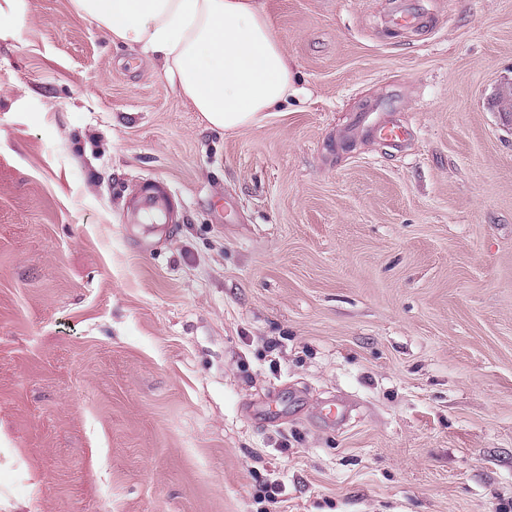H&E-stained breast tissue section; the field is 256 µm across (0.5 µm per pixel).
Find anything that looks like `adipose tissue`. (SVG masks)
I'll return each instance as SVG.
<instances>
[{"mask_svg":"<svg viewBox=\"0 0 512 512\" xmlns=\"http://www.w3.org/2000/svg\"><path fill=\"white\" fill-rule=\"evenodd\" d=\"M113 39L160 61L213 128L233 133L295 95L288 52L262 0H76Z\"/></svg>","mask_w":512,"mask_h":512,"instance_id":"obj_1","label":"adipose tissue"}]
</instances>
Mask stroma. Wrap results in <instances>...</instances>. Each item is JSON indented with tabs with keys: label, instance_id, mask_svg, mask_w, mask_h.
<instances>
[{
	"label": "stroma",
	"instance_id": "1",
	"mask_svg": "<svg viewBox=\"0 0 512 512\" xmlns=\"http://www.w3.org/2000/svg\"><path fill=\"white\" fill-rule=\"evenodd\" d=\"M415 2L267 0L298 93L227 135L0 0V512H512V0ZM409 1H402L392 12L390 21L401 27H418L422 24L423 13L416 8L410 7ZM365 132L373 138L380 139L393 148H400L408 132L390 120L389 115L379 113L377 118L364 126ZM170 199L171 196L165 186L149 183L141 188L135 207L140 213H148L158 205L164 204L168 213Z\"/></svg>",
	"mask_w": 512,
	"mask_h": 512
}]
</instances>
